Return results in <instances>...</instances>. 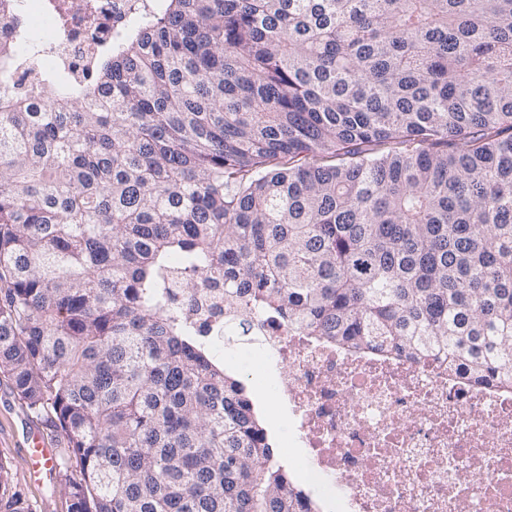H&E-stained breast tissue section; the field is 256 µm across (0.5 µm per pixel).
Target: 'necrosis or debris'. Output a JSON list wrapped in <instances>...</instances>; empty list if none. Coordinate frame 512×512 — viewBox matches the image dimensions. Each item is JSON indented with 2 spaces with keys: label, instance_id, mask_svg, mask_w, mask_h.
Here are the masks:
<instances>
[{
  "label": "necrosis or debris",
  "instance_id": "obj_1",
  "mask_svg": "<svg viewBox=\"0 0 512 512\" xmlns=\"http://www.w3.org/2000/svg\"><path fill=\"white\" fill-rule=\"evenodd\" d=\"M136 0H54L48 36L85 58ZM257 358L283 366L276 394L302 463L346 512H512V394L471 387L442 359L365 357L261 324Z\"/></svg>",
  "mask_w": 512,
  "mask_h": 512
}]
</instances>
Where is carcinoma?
Listing matches in <instances>:
<instances>
[{
    "mask_svg": "<svg viewBox=\"0 0 512 512\" xmlns=\"http://www.w3.org/2000/svg\"><path fill=\"white\" fill-rule=\"evenodd\" d=\"M40 52L0 0V373L70 512H315L210 353L241 313L512 388V0H138L93 85Z\"/></svg>",
    "mask_w": 512,
    "mask_h": 512,
    "instance_id": "carcinoma-1",
    "label": "carcinoma"
}]
</instances>
